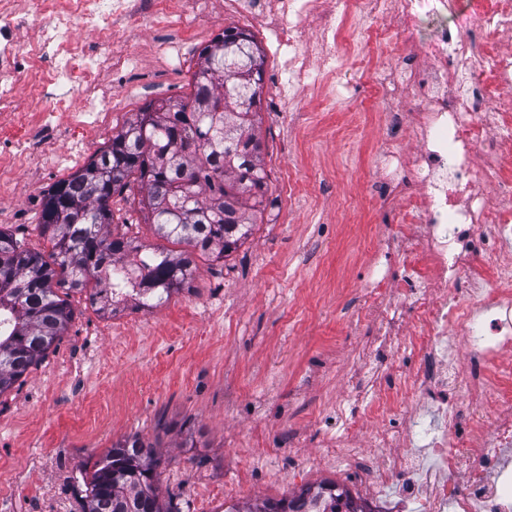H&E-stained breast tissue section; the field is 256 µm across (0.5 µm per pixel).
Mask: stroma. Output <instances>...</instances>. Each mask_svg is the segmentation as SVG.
<instances>
[{
  "label": "stroma",
  "instance_id": "stroma-1",
  "mask_svg": "<svg viewBox=\"0 0 512 512\" xmlns=\"http://www.w3.org/2000/svg\"><path fill=\"white\" fill-rule=\"evenodd\" d=\"M224 2L211 0L190 40L180 28L120 34L140 66L103 82L111 125L56 139L14 167L0 183V228L49 253L39 226L45 192L146 103L190 94L200 48L237 24ZM178 41L183 62L172 71L159 46ZM371 74L349 63L350 90L332 109L315 87L299 90L298 113L271 111L263 94L262 159L277 203L228 257L199 260L191 289L117 315L71 296L68 331L0 395V512H81L86 467L132 435L156 443L158 482L175 512H224L321 480L375 502L360 469L377 450L365 444L358 466L337 461L321 421L358 377L359 357L377 355L354 311L369 240L399 229L377 207L373 154L386 129ZM290 168L304 179L292 208L280 199ZM112 211L115 232L160 246L138 205L116 196Z\"/></svg>",
  "mask_w": 512,
  "mask_h": 512
}]
</instances>
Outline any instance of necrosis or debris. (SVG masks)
Returning a JSON list of instances; mask_svg holds the SVG:
<instances>
[{
	"mask_svg": "<svg viewBox=\"0 0 512 512\" xmlns=\"http://www.w3.org/2000/svg\"><path fill=\"white\" fill-rule=\"evenodd\" d=\"M191 30L170 0H0V76L25 79L29 93L48 98L54 112L71 113L63 130L72 139L102 125V108L73 111L71 90L95 99L104 75L139 66L122 49L87 56L75 29L101 39L117 28ZM268 48L276 59L270 76L272 109L298 111V88L316 85L328 98L348 84L346 59L370 43L378 56L398 53L395 69H376L389 138L375 151L384 173L379 194L385 211L398 212L403 232L380 237L370 260V280L357 323L395 350L406 368L398 388L362 385L336 406V445L359 454V411L376 425L371 442L396 444L364 480L378 494L394 495L413 512H512V107L490 98L512 91V0H282L267 15ZM36 31L19 43V29ZM54 54L51 75L37 63ZM20 130L0 136V157L40 155L49 125L0 96ZM416 142L407 153L396 137ZM400 256L389 273L386 254ZM497 258L492 279L478 275L482 258ZM417 331L399 341L400 315ZM464 335L460 357L453 331ZM416 394L415 416L399 411L400 393ZM492 423H485V412Z\"/></svg>",
	"mask_w": 512,
	"mask_h": 512,
	"instance_id": "1",
	"label": "necrosis or debris"
}]
</instances>
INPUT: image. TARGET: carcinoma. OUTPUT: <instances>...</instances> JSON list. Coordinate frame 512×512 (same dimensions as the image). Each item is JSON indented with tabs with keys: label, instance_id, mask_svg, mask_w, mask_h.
<instances>
[{
	"label": "carcinoma",
	"instance_id": "1",
	"mask_svg": "<svg viewBox=\"0 0 512 512\" xmlns=\"http://www.w3.org/2000/svg\"><path fill=\"white\" fill-rule=\"evenodd\" d=\"M265 56L254 36L227 27L198 53L187 100L150 103L83 167L57 181L43 200L45 256L0 230V394L61 340L73 318L70 293H86L113 312L107 283L120 266L153 307L191 288L196 258H222L252 233L269 202L262 164L260 103ZM137 182L140 212L155 235L189 249L147 251L110 231L112 196ZM154 444H112L84 478L81 512H173L161 498ZM336 484L306 485L278 500L225 512H357Z\"/></svg>",
	"mask_w": 512,
	"mask_h": 512
}]
</instances>
